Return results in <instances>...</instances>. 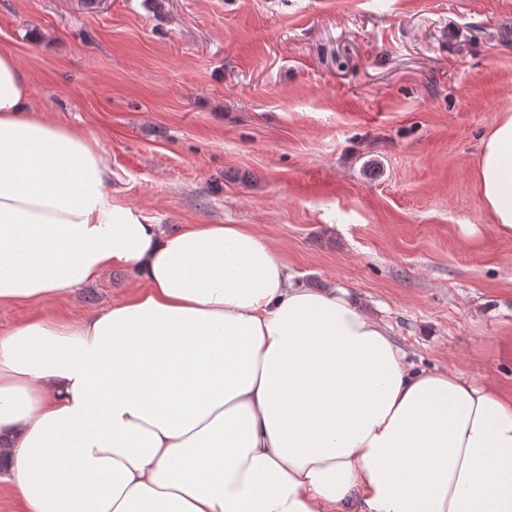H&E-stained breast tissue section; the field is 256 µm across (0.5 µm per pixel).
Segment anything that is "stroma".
Masks as SVG:
<instances>
[{"label":"stroma","instance_id":"obj_1","mask_svg":"<svg viewBox=\"0 0 512 512\" xmlns=\"http://www.w3.org/2000/svg\"><path fill=\"white\" fill-rule=\"evenodd\" d=\"M2 51L35 109L97 140L118 202L253 225L416 366L512 394V238L475 185L512 112V0H0ZM133 284L115 267L0 308V334Z\"/></svg>","mask_w":512,"mask_h":512}]
</instances>
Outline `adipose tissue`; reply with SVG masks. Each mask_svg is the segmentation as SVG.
Masks as SVG:
<instances>
[{
  "mask_svg": "<svg viewBox=\"0 0 512 512\" xmlns=\"http://www.w3.org/2000/svg\"><path fill=\"white\" fill-rule=\"evenodd\" d=\"M0 53V307L131 269L123 301L0 336V482L21 512H512V398L419 369L246 224L168 231ZM476 188L512 236V113Z\"/></svg>",
  "mask_w": 512,
  "mask_h": 512,
  "instance_id": "adipose-tissue-1",
  "label": "adipose tissue"
}]
</instances>
